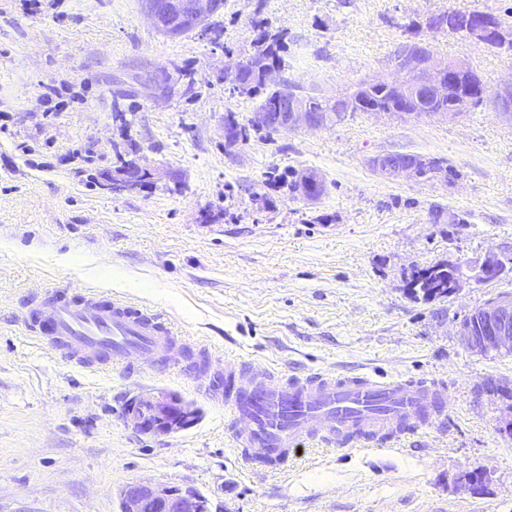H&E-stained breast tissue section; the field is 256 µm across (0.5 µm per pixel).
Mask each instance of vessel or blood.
I'll use <instances>...</instances> for the list:
<instances>
[{
	"label": "vessel or blood",
	"mask_w": 512,
	"mask_h": 512,
	"mask_svg": "<svg viewBox=\"0 0 512 512\" xmlns=\"http://www.w3.org/2000/svg\"><path fill=\"white\" fill-rule=\"evenodd\" d=\"M26 331L66 361L125 371L152 359L158 373L180 370L187 341L163 315L87 289L53 288L35 300ZM224 388L206 396L230 414L245 463L273 472L308 447H379L435 425L445 413L442 388L425 378L311 371L282 375L233 354L207 356Z\"/></svg>",
	"instance_id": "obj_1"
}]
</instances>
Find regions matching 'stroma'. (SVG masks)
Wrapping results in <instances>:
<instances>
[{"label":"stroma","mask_w":512,"mask_h":512,"mask_svg":"<svg viewBox=\"0 0 512 512\" xmlns=\"http://www.w3.org/2000/svg\"><path fill=\"white\" fill-rule=\"evenodd\" d=\"M473 10L512 29V0H224L212 26L177 37L139 0H0V512H118L135 481L195 488L224 512H512L508 402L487 390L512 391V355L471 353L457 333L512 295V277L433 301L404 288L417 267L512 254V121L490 96L512 58L427 26ZM265 29L285 35L282 77L329 102L400 79L392 58L409 41L466 61L489 96L454 121L350 112L230 146L225 115L249 123L260 100L233 92L224 70ZM389 152L444 158L457 175L382 179L369 161ZM129 156L153 184L101 186ZM305 169L325 182L316 200L270 181ZM448 209L467 223L436 218ZM54 286L166 314L191 341L183 372L64 362L24 326ZM203 344L287 373L426 376L447 388L446 418L378 450L308 449L256 472L200 390L224 385L197 368ZM156 391L190 404L194 425L164 437L128 426V399ZM476 467L492 475L481 495L459 482Z\"/></svg>","instance_id":"stroma-1"}]
</instances>
